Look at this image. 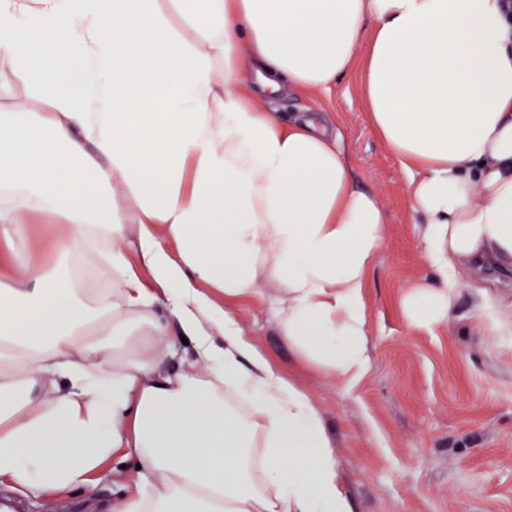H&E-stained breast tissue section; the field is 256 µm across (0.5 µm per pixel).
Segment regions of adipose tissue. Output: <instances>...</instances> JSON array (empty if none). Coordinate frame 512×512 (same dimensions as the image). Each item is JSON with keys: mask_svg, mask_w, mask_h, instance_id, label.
Instances as JSON below:
<instances>
[{"mask_svg": "<svg viewBox=\"0 0 512 512\" xmlns=\"http://www.w3.org/2000/svg\"><path fill=\"white\" fill-rule=\"evenodd\" d=\"M353 71L433 272L407 307L434 319L472 265L512 267V0H0V98L25 93L0 113V483L78 489L120 453L110 512H353L320 411L231 308L267 300L362 380L386 212L328 125L258 102ZM43 217L63 270L27 248ZM102 255L90 306L75 274ZM177 335L207 377L168 371Z\"/></svg>", "mask_w": 512, "mask_h": 512, "instance_id": "adipose-tissue-1", "label": "adipose tissue"}]
</instances>
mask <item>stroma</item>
Returning <instances> with one entry per match:
<instances>
[{"label": "stroma", "instance_id": "1", "mask_svg": "<svg viewBox=\"0 0 512 512\" xmlns=\"http://www.w3.org/2000/svg\"><path fill=\"white\" fill-rule=\"evenodd\" d=\"M281 121L332 114L357 184L379 198L389 222L366 277L370 362L346 390L283 336L268 304L234 308L253 343L319 408L354 512H512V335H495L454 298L432 322L404 309L430 274L410 222L406 176L376 136L355 77L329 95L285 93L263 100ZM120 457L86 489L34 498L0 485L6 512H108L131 485Z\"/></svg>", "mask_w": 512, "mask_h": 512}]
</instances>
